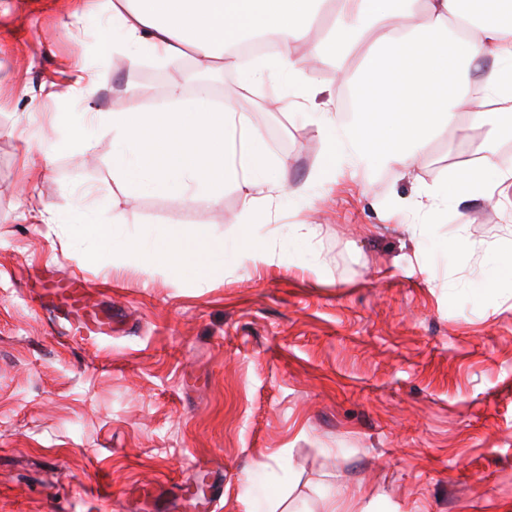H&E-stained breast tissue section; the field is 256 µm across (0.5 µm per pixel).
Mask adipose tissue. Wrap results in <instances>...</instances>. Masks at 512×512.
<instances>
[{
  "label": "adipose tissue",
  "instance_id": "1",
  "mask_svg": "<svg viewBox=\"0 0 512 512\" xmlns=\"http://www.w3.org/2000/svg\"><path fill=\"white\" fill-rule=\"evenodd\" d=\"M112 12L113 36L99 53H121L129 65L143 57L162 62L181 59L192 48L200 62L223 59L236 68L244 88L277 81L286 95L306 98L313 81V62L344 59L369 31L379 36L363 73L353 79L355 108L351 117L339 112H311L325 143V155L314 172L323 182L348 167L360 175L385 167L408 173L425 147L442 131L459 125L461 116L478 121L487 106L512 112V0H104ZM331 11L326 37L312 42L315 22ZM274 34L282 48L270 56L239 66L231 49L245 37ZM312 43L306 56L294 45ZM490 68L471 77L474 63L485 54ZM102 133L112 137L113 175L118 186L140 187L192 203L198 194L216 199L225 183L243 191L249 209L240 224H255L252 208L283 183L269 173L266 149L250 115L233 105L214 109L206 93L175 97L164 112L106 114ZM219 179H202V169ZM512 189V171L499 170L493 154L480 165L456 169L454 183L468 195L482 193L484 174ZM197 193H190V186ZM80 234L105 248L144 263L162 256L185 264L197 276L215 271L212 257L231 255L235 262L266 264L264 248L247 247L241 237L215 239L176 232L149 244L111 241L105 225L80 214Z\"/></svg>",
  "mask_w": 512,
  "mask_h": 512
}]
</instances>
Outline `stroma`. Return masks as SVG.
<instances>
[{"instance_id": "obj_1", "label": "stroma", "mask_w": 512, "mask_h": 512, "mask_svg": "<svg viewBox=\"0 0 512 512\" xmlns=\"http://www.w3.org/2000/svg\"><path fill=\"white\" fill-rule=\"evenodd\" d=\"M71 7L0 0V512H254L261 485L278 494L267 512H323L329 493L349 512H512V288H481L491 258L512 261V202L452 196L434 224L391 214L421 183L502 160L506 116L437 137L411 175L318 186L316 126L210 69L212 105L249 113L285 186L257 228L273 264L200 280L164 261H80L79 205L118 239L230 238L245 198L121 193L111 136L57 147L62 109L92 125L195 95L191 57L99 55L108 13L78 23ZM362 56L317 71L307 112L346 102ZM89 77L94 94L59 103ZM303 184L309 198L290 197ZM61 271L87 282V312L119 310L111 335L67 329L42 296ZM191 474L211 485L199 509L177 490Z\"/></svg>"}]
</instances>
